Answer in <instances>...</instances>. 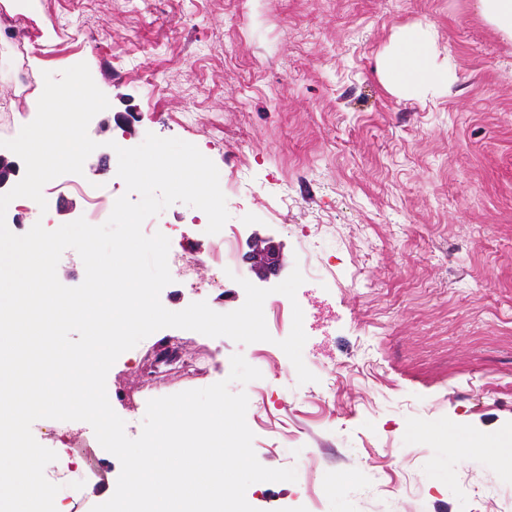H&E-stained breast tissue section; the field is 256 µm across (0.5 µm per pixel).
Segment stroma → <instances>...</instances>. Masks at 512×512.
<instances>
[{"mask_svg":"<svg viewBox=\"0 0 512 512\" xmlns=\"http://www.w3.org/2000/svg\"><path fill=\"white\" fill-rule=\"evenodd\" d=\"M410 30L430 78L397 88L384 65ZM81 62L110 102L88 126L86 181L111 186V143L150 133L219 171L221 233L182 203L153 218L187 261L162 305L227 313L242 281L269 291L271 341L164 328L119 356L106 390L127 436L150 399L227 379L239 353L262 374L230 386L248 396L256 457L296 471L249 486L258 512H512V475L448 447L452 434H512V37L477 0H37L0 26V139L35 118L44 73ZM43 195L47 210L28 205L10 230L86 213L56 182ZM228 233L234 276L212 288ZM256 235L285 258L265 280L246 261ZM296 268L307 276L291 300L275 287ZM296 304L313 383L278 346ZM166 348L188 369L154 373ZM40 428L76 470L57 501L106 502L121 465L92 427Z\"/></svg>","mask_w":512,"mask_h":512,"instance_id":"stroma-1","label":"stroma"}]
</instances>
